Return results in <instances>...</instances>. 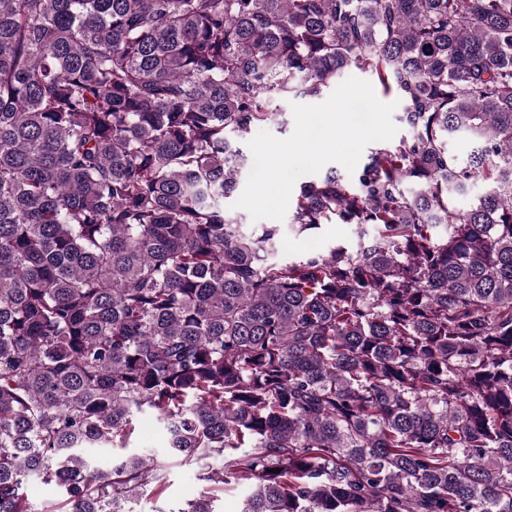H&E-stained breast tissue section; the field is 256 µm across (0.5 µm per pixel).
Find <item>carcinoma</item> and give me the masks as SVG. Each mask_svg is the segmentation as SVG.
I'll return each instance as SVG.
<instances>
[{
	"label": "carcinoma",
	"mask_w": 512,
	"mask_h": 512,
	"mask_svg": "<svg viewBox=\"0 0 512 512\" xmlns=\"http://www.w3.org/2000/svg\"><path fill=\"white\" fill-rule=\"evenodd\" d=\"M353 71L409 133L299 182L356 239L281 258L242 143ZM144 415L220 462L171 512H512V0H0V512L161 496ZM130 442L148 453L161 452L167 445V433L153 417L144 416L136 425ZM27 494L29 500L39 510L60 498V492L56 486L44 484L38 478L30 479Z\"/></svg>",
	"instance_id": "cac0c4a2"
}]
</instances>
